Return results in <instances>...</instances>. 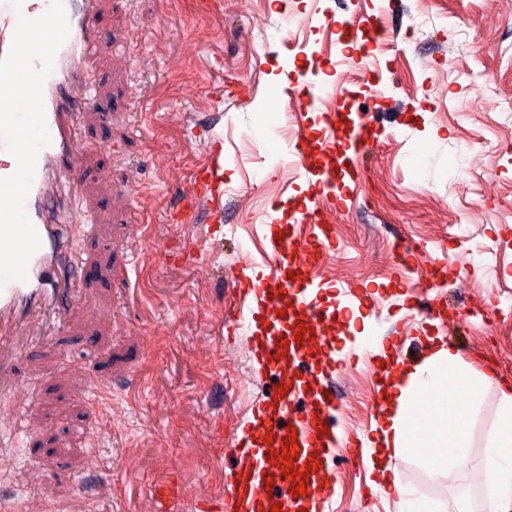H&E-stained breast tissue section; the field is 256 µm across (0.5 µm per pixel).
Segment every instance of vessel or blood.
<instances>
[{
    "label": "vessel or blood",
    "instance_id": "obj_1",
    "mask_svg": "<svg viewBox=\"0 0 512 512\" xmlns=\"http://www.w3.org/2000/svg\"><path fill=\"white\" fill-rule=\"evenodd\" d=\"M52 0H0V59L8 54L18 16L40 17ZM69 36L59 48L54 69L43 85L45 124L50 143L37 157L35 175L25 202V211L39 234L40 248L32 255L26 281L10 280L0 288V409L15 401L13 364L24 346L25 332L62 326L66 302L77 298L88 284L86 267L68 248V225L83 224L87 212L79 204L78 175L72 161L79 145L74 132L75 87H88L95 69L100 40L99 0H64ZM350 47L364 48L382 33L381 22L359 16L354 23H342ZM329 90L324 85L305 88L295 99L299 110H319ZM338 114L323 115L320 136L300 127L287 150L295 168L307 180L311 195L299 213L288 220L275 219L268 226L269 252L264 274L239 280L237 326L247 328L253 338L251 360L258 372L275 377L287 393L280 398L258 395L253 419L236 440L238 462L214 498L194 502L192 512H270L280 503V512H327L329 486L310 478L308 494L295 497L296 479L283 475L280 466L269 462L271 452L281 450L292 436L301 449L293 465L305 470L310 463L334 457L346 441L333 418L336 396L329 381L337 366L331 357L335 348V312L316 306L309 294L317 282L313 269L325 256L331 239L324 195L338 192L347 201L351 185L360 183L364 157L376 141L372 121L340 126ZM222 141L208 139L207 157L197 165L181 187L190 213L205 219L203 235L211 248L222 247L224 236V181L218 159ZM283 240H276V233ZM312 330L314 343H297L299 328ZM319 346L324 359L308 361L310 346ZM309 395L308 405L293 410L295 397ZM329 431L318 434L317 422ZM272 443H265V436ZM156 512H179L183 501L181 486L171 480L154 483Z\"/></svg>",
    "mask_w": 512,
    "mask_h": 512
}]
</instances>
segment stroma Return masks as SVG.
Returning a JSON list of instances; mask_svg holds the SVG:
<instances>
[{"label": "stroma", "mask_w": 512, "mask_h": 512, "mask_svg": "<svg viewBox=\"0 0 512 512\" xmlns=\"http://www.w3.org/2000/svg\"><path fill=\"white\" fill-rule=\"evenodd\" d=\"M100 0L103 35L95 89L78 134L93 231L74 248L91 272L85 303L64 330L24 350L18 371L19 448L0 447V494L28 512H154L150 487L179 481L186 503L212 497L232 468L234 438L254 396L275 380L251 362L252 339L227 305L238 269L263 263L260 226L272 209L303 206V176L283 162L291 95L311 81L345 88L332 109L365 103L378 128L365 178L332 207L334 242L314 275V300L370 305L336 326V416L354 445L323 466L336 486L332 512H397L371 487L388 464L403 483L444 500L450 512H482L483 435L497 389L476 409L470 467L432 482L412 459L370 454L381 420V358L414 364L431 344H452L475 372L512 378V0ZM367 14L386 35L370 48L381 72L343 63L324 22ZM467 75L448 76V54ZM220 96L224 113V251L170 221L176 187L203 161V134L187 126ZM492 143L483 153L466 142ZM223 267V281L189 263L192 249ZM449 253L431 271L404 249Z\"/></svg>", "instance_id": "35a3bbf8"}]
</instances>
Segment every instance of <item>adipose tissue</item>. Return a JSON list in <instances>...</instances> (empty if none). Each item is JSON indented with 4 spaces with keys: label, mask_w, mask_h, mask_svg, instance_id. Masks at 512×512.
<instances>
[{
    "label": "adipose tissue",
    "mask_w": 512,
    "mask_h": 512,
    "mask_svg": "<svg viewBox=\"0 0 512 512\" xmlns=\"http://www.w3.org/2000/svg\"><path fill=\"white\" fill-rule=\"evenodd\" d=\"M498 392L497 418L484 437L486 512H512V382L472 374L445 342L425 359L388 375L380 440L385 450L413 458L437 481L467 469L473 446L472 412L488 385Z\"/></svg>",
    "instance_id": "1"
}]
</instances>
